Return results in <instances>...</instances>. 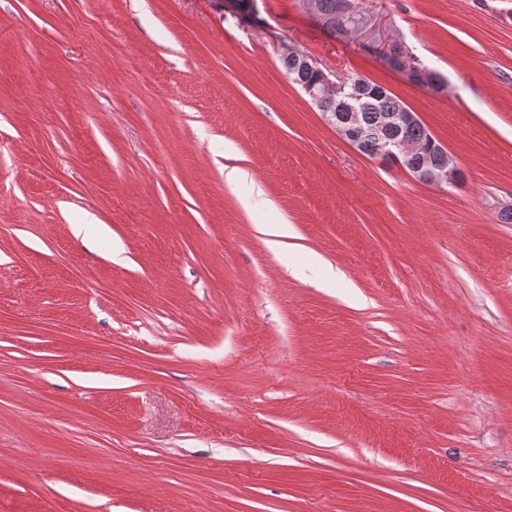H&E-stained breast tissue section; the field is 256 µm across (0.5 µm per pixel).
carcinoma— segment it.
I'll return each instance as SVG.
<instances>
[{"label":"carcinoma","mask_w":512,"mask_h":512,"mask_svg":"<svg viewBox=\"0 0 512 512\" xmlns=\"http://www.w3.org/2000/svg\"><path fill=\"white\" fill-rule=\"evenodd\" d=\"M315 7L322 17L320 26L331 36H344V21L336 15L338 0H314ZM279 60L288 78L300 88L320 86L322 74L307 66L298 54L283 53ZM404 102L385 87L363 76L352 74L336 79L333 98L327 102L331 112L353 110L358 113L362 129L359 151L374 157L385 139L411 140L418 144L419 152L412 157L400 160L401 165L410 170L415 167L439 168L448 162V152L438 143L431 142V135L422 123L407 126H391L385 118L398 112Z\"/></svg>","instance_id":"carcinoma-1"}]
</instances>
